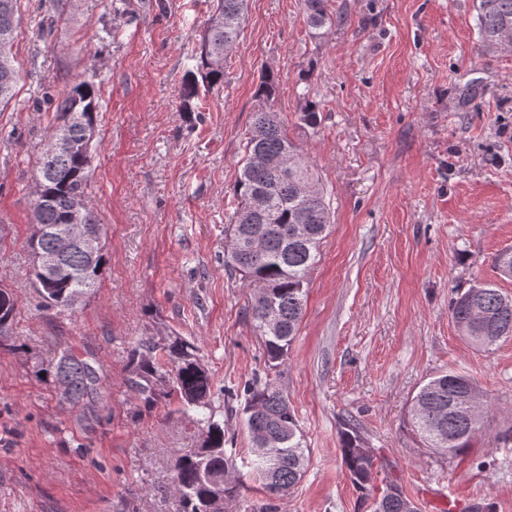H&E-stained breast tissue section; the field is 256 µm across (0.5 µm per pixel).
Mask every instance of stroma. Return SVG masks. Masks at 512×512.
<instances>
[{
	"label": "stroma",
	"mask_w": 512,
	"mask_h": 512,
	"mask_svg": "<svg viewBox=\"0 0 512 512\" xmlns=\"http://www.w3.org/2000/svg\"><path fill=\"white\" fill-rule=\"evenodd\" d=\"M344 25L311 35L301 0H248L223 85L182 109L209 0H67L52 36L49 0H23L13 51L22 79L0 112V281L19 302L16 351L0 349V512H181L176 459L202 435L176 396L144 408L126 383L140 339L180 335L214 379L212 406L248 489L224 512H371L341 463L356 420L381 466L421 512H512V337L477 350L450 314L477 281L512 294L493 258L512 249V48L485 50L473 0H327ZM274 109L331 199V232L309 274L299 333L277 378L299 417L310 462L273 500L243 462V388L265 378L253 288L224 266L225 230L262 70ZM481 78L457 109L455 85ZM99 89L89 192L108 263L75 313L36 306L28 238L31 183L56 114L44 93L82 79ZM309 88L322 121L304 124ZM103 371L88 424L38 370L64 347ZM456 370L487 413L466 454L422 447L409 424L429 377Z\"/></svg>",
	"instance_id": "stroma-1"
}]
</instances>
